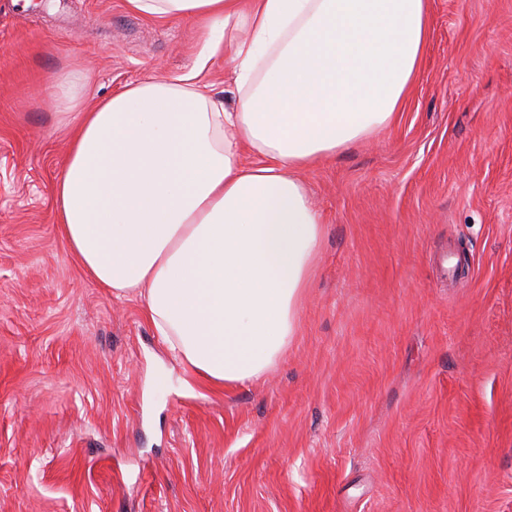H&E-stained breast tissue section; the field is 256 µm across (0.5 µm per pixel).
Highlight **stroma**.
<instances>
[{
    "label": "stroma",
    "instance_id": "obj_1",
    "mask_svg": "<svg viewBox=\"0 0 512 512\" xmlns=\"http://www.w3.org/2000/svg\"><path fill=\"white\" fill-rule=\"evenodd\" d=\"M396 120L300 171L323 215L287 353L211 389L57 231L59 78L192 69L198 25L0 0V512H512V0H429Z\"/></svg>",
    "mask_w": 512,
    "mask_h": 512
}]
</instances>
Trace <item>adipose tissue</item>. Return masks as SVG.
Listing matches in <instances>:
<instances>
[{"instance_id": "1", "label": "adipose tissue", "mask_w": 512, "mask_h": 512, "mask_svg": "<svg viewBox=\"0 0 512 512\" xmlns=\"http://www.w3.org/2000/svg\"><path fill=\"white\" fill-rule=\"evenodd\" d=\"M428 0H127L189 17L231 47L233 110L196 74L95 102L70 72L55 184L59 230L87 275L141 297L172 357L233 386L287 350L323 236L300 170L391 124L424 57ZM246 31L238 39V31ZM249 147L261 164L244 167Z\"/></svg>"}]
</instances>
